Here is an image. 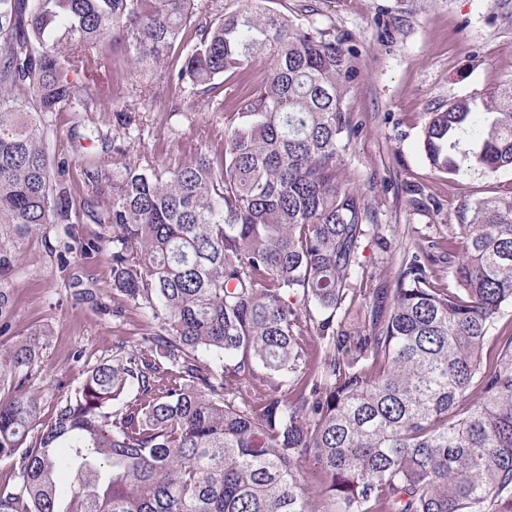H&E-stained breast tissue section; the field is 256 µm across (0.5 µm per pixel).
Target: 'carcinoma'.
Segmentation results:
<instances>
[{"mask_svg":"<svg viewBox=\"0 0 512 512\" xmlns=\"http://www.w3.org/2000/svg\"><path fill=\"white\" fill-rule=\"evenodd\" d=\"M262 2L215 18L210 0H0V223L17 233L69 217L26 104L90 111L74 76L109 65L101 42L224 119L214 151L123 165L112 283L159 329L37 431L35 394L0 399V512H512V192L461 202L463 255L413 239L394 274L366 271L383 235L339 176L350 51ZM257 62L269 77L224 111L220 81ZM147 94L113 109L128 137ZM422 144L438 173L512 168V79L425 113ZM12 311L0 288V332ZM36 357L0 349V388Z\"/></svg>","mask_w":512,"mask_h":512,"instance_id":"1","label":"carcinoma"}]
</instances>
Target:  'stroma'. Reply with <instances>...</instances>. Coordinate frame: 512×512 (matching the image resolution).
<instances>
[{"label":"stroma","mask_w":512,"mask_h":512,"mask_svg":"<svg viewBox=\"0 0 512 512\" xmlns=\"http://www.w3.org/2000/svg\"><path fill=\"white\" fill-rule=\"evenodd\" d=\"M266 6L319 36L342 39L351 53L354 77L344 109L358 133L341 173L365 196L370 221L381 225L387 240L383 247L366 240L368 270L395 267L409 239L458 233L462 201L512 191L511 168L491 178L479 171L435 175L421 141L424 113L512 78V0H267ZM101 48L111 65L78 76L97 91L96 108L37 115L51 163L65 166L69 219L0 236V247L16 259L0 274V288L9 289L13 302L12 329L0 335V345L23 336L35 346L38 358L21 377L24 389L40 397L41 424L89 370L111 361L117 344L134 348L152 327L133 309L113 316L122 299L112 286L111 248L85 255L71 246L76 237L112 234L110 225L93 223L89 214L110 212L118 187L106 181L93 188L87 171L175 165L204 148L201 128H224L201 96L157 84L140 106L139 135L126 138L111 110L120 84L136 83L138 75L125 50L108 41ZM78 123L100 133L80 151L70 141ZM415 189L425 200L417 210L408 205Z\"/></svg>","instance_id":"stroma-1"}]
</instances>
